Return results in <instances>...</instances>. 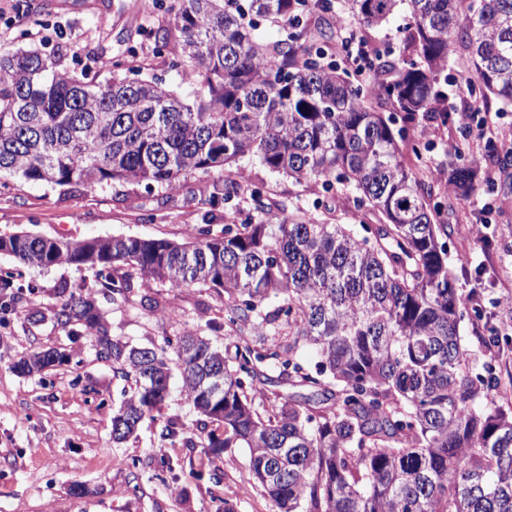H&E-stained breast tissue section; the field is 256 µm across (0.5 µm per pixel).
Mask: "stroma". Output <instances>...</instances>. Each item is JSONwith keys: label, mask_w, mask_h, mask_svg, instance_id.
<instances>
[{"label": "stroma", "mask_w": 512, "mask_h": 512, "mask_svg": "<svg viewBox=\"0 0 512 512\" xmlns=\"http://www.w3.org/2000/svg\"><path fill=\"white\" fill-rule=\"evenodd\" d=\"M15 22H0V41L18 48H68V66L95 74L92 51L105 46L109 54L125 53V29L158 28L170 21L155 0H142L131 11L126 0H17ZM409 23L406 6H399L386 24L358 27L369 48H400ZM154 42L143 37L130 65H142L164 87L188 97L190 87L180 75L153 56ZM471 67L462 51L448 59L440 81V101L447 111L470 110L474 124L512 126V107L492 102L478 107L458 79ZM424 150L413 168L421 178L447 174L460 144V127L443 118L424 122ZM231 175L243 185L262 191L265 202L287 209L313 210L325 205L338 224L362 221L374 224L375 214H361L350 206L353 196L343 185L329 192L311 183H298L272 172L257 160L243 158L226 171L195 173L182 178L176 190L148 189L135 183H113L91 193L65 192L45 184L14 182L0 187V233L30 231L71 241L90 238L139 236L187 241L196 224H220L224 208L202 204L206 184ZM455 227L448 238V267L460 293H477L484 307L482 319L461 324L465 345L475 350L479 363L491 366L499 379L493 395L512 409V318L496 305L503 285L512 286V175L493 174L491 193L451 198ZM485 223L486 237L476 240L470 225ZM0 269L20 270L23 281L38 286L35 309L55 303L62 290L84 288L97 301L112 335L136 344L188 332L223 339L224 298L204 288L176 291L146 280H136L127 302H113L93 270L74 266L49 269L18 268L0 255ZM63 347L72 353L69 364L44 378L18 374L12 365L38 348ZM126 382L98 360L89 336H69L52 323L10 316L0 325V512H271L261 491L242 495L252 479L249 451L231 448L215 453L206 448L208 432L224 428L173 392L161 419L144 420L134 436L112 439V416L120 405ZM176 434L162 438L165 422ZM220 469L221 482L210 473Z\"/></svg>", "instance_id": "obj_1"}]
</instances>
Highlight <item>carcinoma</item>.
<instances>
[{
  "mask_svg": "<svg viewBox=\"0 0 512 512\" xmlns=\"http://www.w3.org/2000/svg\"><path fill=\"white\" fill-rule=\"evenodd\" d=\"M358 22H388L401 0H347ZM411 22L397 54L368 62L366 91L345 79L328 49L308 44L302 16L333 0H168L172 21L149 32L163 64L193 89L187 103L156 78L94 55L112 77L75 75L62 49L0 43V177L92 192L125 182L174 190L181 178L245 156L329 192L353 187L354 207L378 224H333L301 208H272L259 190L244 219L198 224L190 242L136 236L70 241L0 234V254L22 267L86 265L112 301L139 277L180 291L224 292V339L234 356L194 333L132 346L111 335L94 298L77 288L48 314L70 336L93 338L96 357L130 382L112 439L131 437L171 396L224 424L207 447L246 448L253 483L273 512H512V411L498 379L476 372L460 323L481 307L448 269V207L431 203L484 190L480 161L512 163L494 145L456 160L448 182H426L403 161L422 121L444 97L438 75L456 48L474 69L475 100L512 105V0H406ZM282 30L267 41L260 22ZM243 188L226 177L206 189L216 207ZM32 285L0 274V313L33 302ZM315 355V372L300 362ZM66 350L14 363L40 376ZM223 373L222 385L211 374ZM293 391L259 411L254 383Z\"/></svg>",
  "mask_w": 512,
  "mask_h": 512,
  "instance_id": "carcinoma-1",
  "label": "carcinoma"
}]
</instances>
